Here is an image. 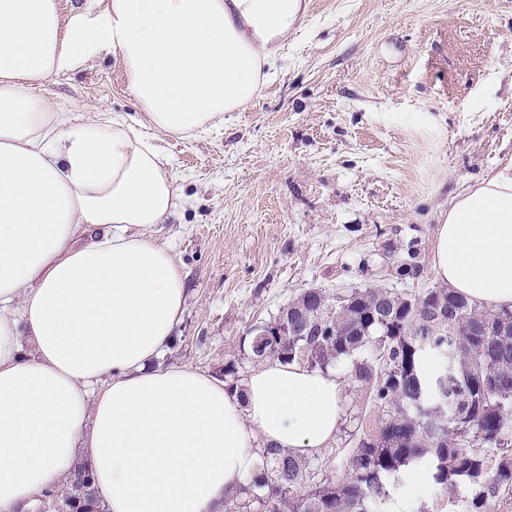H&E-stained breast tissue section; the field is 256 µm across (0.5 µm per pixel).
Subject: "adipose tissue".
Returning <instances> with one entry per match:
<instances>
[{"label": "adipose tissue", "mask_w": 512, "mask_h": 512, "mask_svg": "<svg viewBox=\"0 0 512 512\" xmlns=\"http://www.w3.org/2000/svg\"><path fill=\"white\" fill-rule=\"evenodd\" d=\"M0 0V512H28L87 464L107 512H224L263 448L336 437L338 373L254 368L240 390L159 366L185 276L154 238L181 205L161 130L197 135L258 93L298 0ZM117 50L148 128L74 122L29 82ZM432 269L472 302L512 306V172L441 213Z\"/></svg>", "instance_id": "obj_1"}]
</instances>
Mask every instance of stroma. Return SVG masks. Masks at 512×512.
Instances as JSON below:
<instances>
[{
    "label": "stroma",
    "instance_id": "stroma-1",
    "mask_svg": "<svg viewBox=\"0 0 512 512\" xmlns=\"http://www.w3.org/2000/svg\"><path fill=\"white\" fill-rule=\"evenodd\" d=\"M305 2L248 107L203 135L155 134L182 198L156 238L187 290L163 365L220 379L233 360L247 375L249 328L310 288L439 286L440 213L512 166V0ZM29 89L77 122L91 107L145 118L112 49ZM343 407L352 418L319 453L338 479L376 418L349 387Z\"/></svg>",
    "mask_w": 512,
    "mask_h": 512
}]
</instances>
